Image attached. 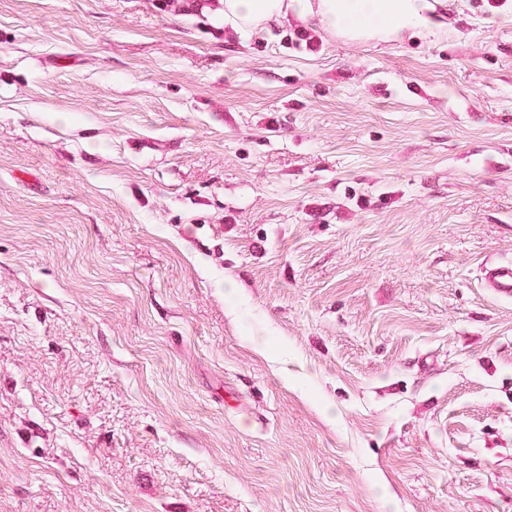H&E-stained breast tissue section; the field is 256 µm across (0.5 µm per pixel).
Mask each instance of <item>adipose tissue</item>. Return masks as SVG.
<instances>
[{
  "label": "adipose tissue",
  "mask_w": 512,
  "mask_h": 512,
  "mask_svg": "<svg viewBox=\"0 0 512 512\" xmlns=\"http://www.w3.org/2000/svg\"><path fill=\"white\" fill-rule=\"evenodd\" d=\"M183 7L212 15L235 31H253L291 17L353 40H404L437 27L430 0H183Z\"/></svg>",
  "instance_id": "1"
}]
</instances>
